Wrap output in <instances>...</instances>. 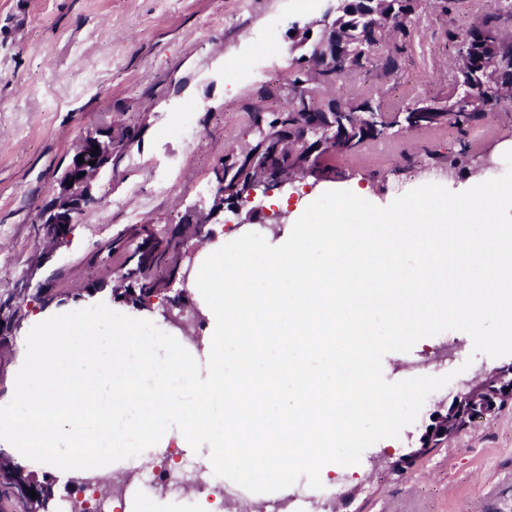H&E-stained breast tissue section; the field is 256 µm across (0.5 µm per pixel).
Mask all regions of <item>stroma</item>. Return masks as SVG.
I'll use <instances>...</instances> for the list:
<instances>
[{"mask_svg": "<svg viewBox=\"0 0 512 512\" xmlns=\"http://www.w3.org/2000/svg\"><path fill=\"white\" fill-rule=\"evenodd\" d=\"M326 7V0H0V399L23 364L29 330L43 318L102 302L169 330L161 308L139 306L120 279L138 231L148 225L173 238L183 217L211 202L215 171L254 137L255 113L291 101L290 75L310 52L293 29L306 28L319 41ZM493 9V0H458L446 15L427 9L411 28L398 70L370 67L344 84V94L372 97L388 113L423 98L447 99L455 91L449 32ZM268 29L273 42L263 50L254 36ZM240 64L251 65L252 75L231 79L230 68ZM106 125L133 138L115 146L112 169L98 182L104 201L66 240L50 242L38 229L39 212L76 140ZM510 149L512 102L502 100L486 106L465 137L448 124L398 128L350 152L314 154L304 179L268 197L267 210L252 216L228 205L203 216L186 237L216 249L242 236V222L268 225L279 210L297 220L333 189L385 206L417 187L420 168L453 159L458 173L445 186L456 191L476 159L499 164ZM40 286L51 303L35 301ZM455 340L472 346L465 333L446 331L410 352L388 354L385 378L425 374L426 353ZM500 364L476 355L426 399L399 438L375 443L349 470L334 466L328 476L339 489L337 512H512V403L433 446L405 472L392 468L419 446L434 411Z\"/></svg>", "mask_w": 512, "mask_h": 512, "instance_id": "obj_1", "label": "stroma"}]
</instances>
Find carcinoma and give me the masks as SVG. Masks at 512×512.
I'll use <instances>...</instances> for the list:
<instances>
[{
    "instance_id": "1",
    "label": "carcinoma",
    "mask_w": 512,
    "mask_h": 512,
    "mask_svg": "<svg viewBox=\"0 0 512 512\" xmlns=\"http://www.w3.org/2000/svg\"><path fill=\"white\" fill-rule=\"evenodd\" d=\"M430 0H341L340 6L330 23L328 40L331 52L341 59V65L330 60L319 69L311 65L301 67L292 74V91L297 101L315 100L319 109L307 112L295 105L281 111L256 114L254 123L258 135L246 141L237 156L224 161V189L241 191L251 175L249 162L256 166L281 167L288 171L306 161L304 154L293 151L295 142L300 139L302 125L309 122L327 124L337 121L338 114H344L347 126L339 132L336 150L350 151L367 141H377L388 136V131L396 126L394 119L381 115L369 126L357 120L364 111L377 112L379 108L368 99L352 101L344 97H324L328 87L343 85V81L366 69L364 62L365 42L380 38L382 42H393L397 50H406L409 29L404 17L414 20L425 11ZM512 19V0H501L500 13L487 18L470 28L454 33L451 39L457 44L458 52L477 57L482 45L499 40V70L505 79L512 80V40L502 36L499 21L501 17ZM480 113L459 107L453 116L444 112H430L420 117L419 125H411L407 130L433 127L453 121L462 135H467ZM170 247H153L139 255L126 268L140 286V290L154 293L159 289L160 279L157 269L166 263ZM0 489L8 491L11 499L21 503L24 512L41 506L38 498H32L28 491L34 489L29 475L23 467L0 456Z\"/></svg>"
}]
</instances>
